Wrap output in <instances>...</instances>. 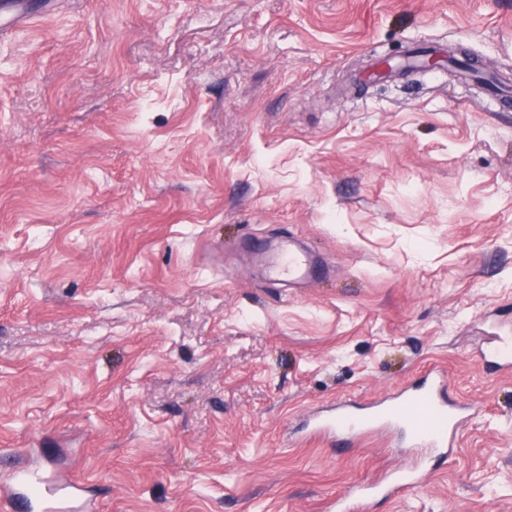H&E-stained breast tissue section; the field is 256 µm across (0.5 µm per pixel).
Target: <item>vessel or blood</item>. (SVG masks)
<instances>
[{
	"label": "vessel or blood",
	"instance_id": "b4317fda",
	"mask_svg": "<svg viewBox=\"0 0 512 512\" xmlns=\"http://www.w3.org/2000/svg\"><path fill=\"white\" fill-rule=\"evenodd\" d=\"M39 16L29 0H0V37L30 25ZM321 270L311 255L288 241L281 245L270 267L276 280L309 282ZM483 364L499 369L512 368V343H496L481 355ZM465 406L447 398L444 370L429 369L415 386L389 394L383 400L364 406L336 403L321 429L340 438L362 434L378 424H396L407 433L412 446L442 451L453 447ZM429 473L407 468L388 480L357 485L355 493L366 502L377 496L400 495L422 487ZM97 501L79 484L45 465L18 467L0 474V512H98Z\"/></svg>",
	"mask_w": 512,
	"mask_h": 512
}]
</instances>
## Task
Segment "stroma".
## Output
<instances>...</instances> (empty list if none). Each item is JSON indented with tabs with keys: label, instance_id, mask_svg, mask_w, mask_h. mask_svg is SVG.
<instances>
[{
	"label": "stroma",
	"instance_id": "stroma-1",
	"mask_svg": "<svg viewBox=\"0 0 512 512\" xmlns=\"http://www.w3.org/2000/svg\"><path fill=\"white\" fill-rule=\"evenodd\" d=\"M440 48L429 72L385 60ZM320 255L267 277L282 236ZM512 0H60L0 39V449L101 512H512ZM448 370L452 456L312 414ZM481 361L485 365L509 370L512 367V343H495L482 352ZM429 479V472L421 468H407L397 472L390 480H375L357 485L354 489L362 502H368L377 496L401 495L410 490L422 487Z\"/></svg>",
	"mask_w": 512,
	"mask_h": 512
}]
</instances>
